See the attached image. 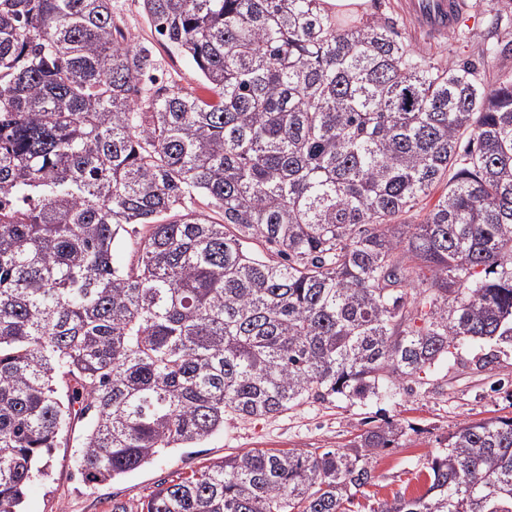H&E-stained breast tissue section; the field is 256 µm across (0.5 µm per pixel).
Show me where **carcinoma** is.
Here are the masks:
<instances>
[{"instance_id":"carcinoma-1","label":"carcinoma","mask_w":512,"mask_h":512,"mask_svg":"<svg viewBox=\"0 0 512 512\" xmlns=\"http://www.w3.org/2000/svg\"><path fill=\"white\" fill-rule=\"evenodd\" d=\"M143 7L203 92L156 83L112 0H0V512L72 440L98 484L229 416L512 343V70L487 84L322 0ZM490 11L481 53L511 56L512 8ZM405 435L228 455L140 512H351ZM415 480L372 512H512V417L458 424Z\"/></svg>"}]
</instances>
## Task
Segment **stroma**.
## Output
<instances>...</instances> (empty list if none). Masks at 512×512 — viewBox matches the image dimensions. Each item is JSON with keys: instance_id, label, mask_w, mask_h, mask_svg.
<instances>
[{"instance_id": "obj_1", "label": "stroma", "mask_w": 512, "mask_h": 512, "mask_svg": "<svg viewBox=\"0 0 512 512\" xmlns=\"http://www.w3.org/2000/svg\"><path fill=\"white\" fill-rule=\"evenodd\" d=\"M403 0H369L367 16L395 20L398 32L431 58L459 61L476 57L477 42L491 17L481 8L463 18L464 37L434 36L419 30ZM120 27L133 42L150 48L158 80L185 90L199 88L198 71L173 53L155 33L142 0H112ZM489 353L493 362L479 367L476 353ZM512 416V346L486 343L461 345L455 358L413 382L410 389L364 402L337 399L307 402L286 413L263 419H225L224 428L197 448L167 451L158 461L102 485L84 483L74 465L73 448L55 449L48 474L28 490L24 512H112L113 503L129 508L146 500L161 482L222 460L224 455L253 448L312 451L341 448L371 428L391 420L408 432L398 447L372 461L374 485L357 494L352 512H372L378 501L414 485V475L442 447L448 434L463 421Z\"/></svg>"}]
</instances>
